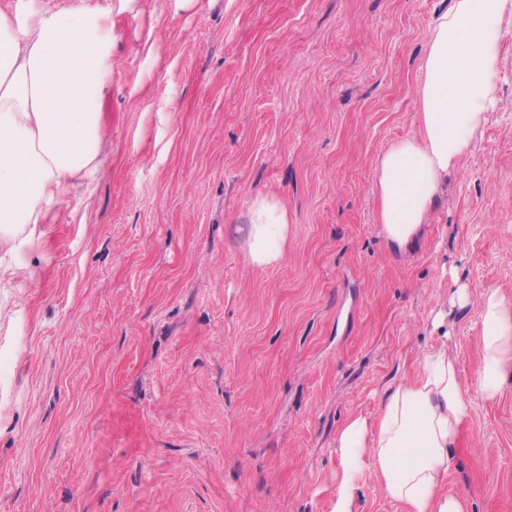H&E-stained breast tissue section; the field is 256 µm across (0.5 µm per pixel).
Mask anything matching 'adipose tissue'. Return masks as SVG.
Here are the masks:
<instances>
[{"label": "adipose tissue", "mask_w": 512, "mask_h": 512, "mask_svg": "<svg viewBox=\"0 0 512 512\" xmlns=\"http://www.w3.org/2000/svg\"><path fill=\"white\" fill-rule=\"evenodd\" d=\"M84 0L0 10V286L33 283L30 257L60 212L81 203L109 156L101 126L112 82V13ZM512 0H452L431 26L419 61L415 134L392 143L376 162L377 222L394 250L408 247L437 205L449 173L471 149L499 105L503 24ZM253 266L280 263L288 250L285 203L250 202L237 228ZM481 361L476 385L462 384L445 349L425 352L416 378L389 388L376 419L347 418L336 434L340 469L331 512H353L366 470L409 512H465L442 493L455 467L459 433L475 399L495 401L512 377V298L494 289L480 298Z\"/></svg>", "instance_id": "adipose-tissue-1"}]
</instances>
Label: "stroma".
<instances>
[{"label": "stroma", "mask_w": 512, "mask_h": 512, "mask_svg": "<svg viewBox=\"0 0 512 512\" xmlns=\"http://www.w3.org/2000/svg\"><path fill=\"white\" fill-rule=\"evenodd\" d=\"M450 5L116 15L110 164L35 247L37 284L0 294V512H330L348 416L376 415L431 349L474 383L480 296L512 297V25L499 107L409 249L389 248L374 194ZM259 196L289 216L266 269L235 231ZM455 453L444 493L512 512V381Z\"/></svg>", "instance_id": "1"}]
</instances>
